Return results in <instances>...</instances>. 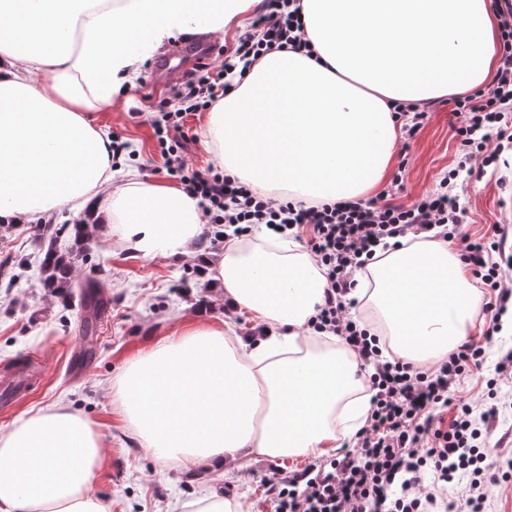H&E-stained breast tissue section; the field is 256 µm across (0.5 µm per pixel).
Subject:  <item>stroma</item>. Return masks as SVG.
I'll return each mask as SVG.
<instances>
[{"instance_id": "obj_1", "label": "stroma", "mask_w": 512, "mask_h": 512, "mask_svg": "<svg viewBox=\"0 0 512 512\" xmlns=\"http://www.w3.org/2000/svg\"><path fill=\"white\" fill-rule=\"evenodd\" d=\"M153 65V60H146L111 108L90 113L89 118L101 130L121 134L139 151L141 179L163 180L167 174L151 127L163 98L150 89ZM452 121L450 104L442 98L433 101L426 126L406 153L397 202L410 203L434 189L453 165L458 148ZM511 180L512 164L490 166L483 177L466 180L461 201L471 238L491 237L495 227L512 221V211L501 203ZM74 220V213L63 209L44 221L0 223V264L20 276L13 283L9 273L0 275V373L31 358L43 361L41 376L10 407L0 409V432L29 412L58 403L90 419L106 437L103 463L91 492L107 512H181L182 502L211 492L240 499L246 512H273L267 481L303 469L311 464V457L249 456L227 461L216 470L161 462L141 447L115 403L117 380L130 362L198 324L230 325L234 338L259 336L261 323L246 315L231 316L219 289L205 274V262L224 253L223 242L211 238L212 225L203 224L198 250L190 256H143L132 251L120 233L105 241L96 230H89L84 242L89 258L76 263L72 278L101 281L108 305L95 330L87 334L82 292L51 295L34 274L49 227ZM510 349L512 331L496 333L486 345L482 369L464 378L462 394L480 397L500 356Z\"/></svg>"}]
</instances>
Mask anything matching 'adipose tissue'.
Here are the masks:
<instances>
[{"instance_id": "adipose-tissue-1", "label": "adipose tissue", "mask_w": 512, "mask_h": 512, "mask_svg": "<svg viewBox=\"0 0 512 512\" xmlns=\"http://www.w3.org/2000/svg\"><path fill=\"white\" fill-rule=\"evenodd\" d=\"M257 0H0V222L71 207L121 225L145 256L190 254L196 198L130 175L112 183L110 140L89 121L164 39L205 23L219 32ZM490 0H302L311 54L268 52L206 119L203 139L226 173L307 203L363 198L386 179L398 129L390 102L423 104L488 83L497 17ZM76 37L59 51L56 37ZM211 277L236 315L268 326L234 342L201 325L131 363L118 400L160 460L222 466L253 452L329 455L364 426L355 353L308 322L326 279L293 241H229ZM351 296L377 311L393 352L440 360L472 325L482 295L441 240L384 252ZM103 439L57 405L0 433V512H104L90 488Z\"/></svg>"}]
</instances>
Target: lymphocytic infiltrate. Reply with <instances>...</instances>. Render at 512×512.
Returning a JSON list of instances; mask_svg holds the SVG:
<instances>
[{"label": "lymphocytic infiltrate", "instance_id": "f902f5d3", "mask_svg": "<svg viewBox=\"0 0 512 512\" xmlns=\"http://www.w3.org/2000/svg\"><path fill=\"white\" fill-rule=\"evenodd\" d=\"M493 10L500 55L494 79L455 98L452 107L465 164L484 168L512 151V0H493ZM309 47L300 0H263L232 55L179 84L152 120L167 175L199 199L216 226L215 238H224L230 226L247 232L267 224L291 231L306 244L327 279L314 327L344 339L368 372L371 407L351 449L311 470L270 481V500L275 512H456L447 489L458 472L466 471L471 475L465 493L470 512H485L491 488L507 486L512 475H489L483 466L480 426L490 423L495 409L475 413L473 404L459 396L464 376L483 365L482 343L466 340L447 358L415 367L385 355L380 336L347 314L354 275L372 261L378 247L435 230L440 238L459 244L461 258L481 286L496 292V301L486 303L484 310L491 316L489 333L498 332L505 305L512 300V290L504 286L512 254L506 251V235L487 242L465 232L456 192L459 169H449L436 190L408 204L395 203L384 192L371 199L307 204L275 201L236 177L195 170L183 157L186 114L212 109L228 90L226 77L237 65L251 67L274 49Z\"/></svg>", "mask_w": 512, "mask_h": 512}]
</instances>
